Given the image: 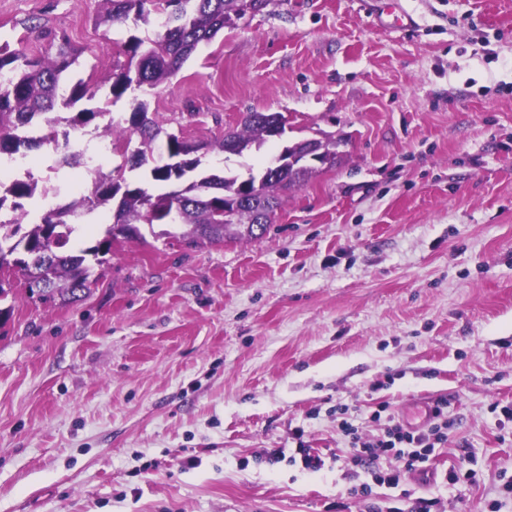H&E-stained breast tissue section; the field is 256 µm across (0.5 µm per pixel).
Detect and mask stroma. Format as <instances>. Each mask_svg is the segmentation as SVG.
Returning <instances> with one entry per match:
<instances>
[{"instance_id":"1","label":"stroma","mask_w":512,"mask_h":512,"mask_svg":"<svg viewBox=\"0 0 512 512\" xmlns=\"http://www.w3.org/2000/svg\"><path fill=\"white\" fill-rule=\"evenodd\" d=\"M99 0H0V47L82 54L70 73L108 116L71 132L93 168L45 143L27 172L79 192L109 118L145 103L167 131L223 139L249 112L284 140L201 155L246 175L284 141L340 139L335 167L281 195L262 236L187 246L167 224L113 249L89 297L58 307L16 290L0 326V512H386L403 490L440 512H512V0H271L168 82L110 101L122 45L148 26L103 24ZM35 28H28V20ZM454 427L434 473L471 452L479 483L352 495L339 462L389 403ZM303 430L295 440V430ZM305 443L324 462L310 472Z\"/></svg>"}]
</instances>
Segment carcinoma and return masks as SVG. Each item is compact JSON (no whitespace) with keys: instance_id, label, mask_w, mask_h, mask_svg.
Returning a JSON list of instances; mask_svg holds the SVG:
<instances>
[{"instance_id":"carcinoma-1","label":"carcinoma","mask_w":512,"mask_h":512,"mask_svg":"<svg viewBox=\"0 0 512 512\" xmlns=\"http://www.w3.org/2000/svg\"><path fill=\"white\" fill-rule=\"evenodd\" d=\"M271 0H101L103 23L132 21L134 27L148 25L151 17L164 21L152 36L132 34L123 44L128 63L114 74L111 94L118 99L132 86L156 88L169 81L195 52L199 44L213 40L224 28L247 13H255ZM53 54L35 56L23 50L0 48V72L9 82L0 86V155H12L20 148H37L47 141L62 142L60 166H77L80 154L69 152L70 132L88 126L106 114L107 108L82 110L70 117L56 107H72L92 98L88 84L69 83L68 74L79 53L65 35L54 36ZM260 113L249 112L240 128L224 135L212 148L241 155L272 139ZM104 133H112V151L122 163L108 174H95L91 185L68 203L45 211L36 220H27L24 201L33 198L37 181L28 177L0 182V211L9 208L14 217L0 220V301L14 286L13 278H29V298L44 303L66 305L91 292L94 284L91 265H103L105 256L126 241L140 240L142 224H171L181 229L180 237L189 246L218 244L225 239L254 238V224L263 216L261 232L272 223L279 206L280 192L300 186L322 171L325 156L336 151L338 142L327 138L311 143L299 140L283 147L295 163L275 181L249 174L241 179L224 177L199 169L196 157L203 145L169 132L138 103L120 123H108ZM139 136V146L130 149L131 135ZM165 138L169 162L150 169L151 181L173 189L155 193L124 178L125 169L148 164L153 144ZM314 152L319 162L309 159ZM111 207L113 223L101 239L86 248L70 246L78 230L77 219L100 208Z\"/></svg>"}]
</instances>
